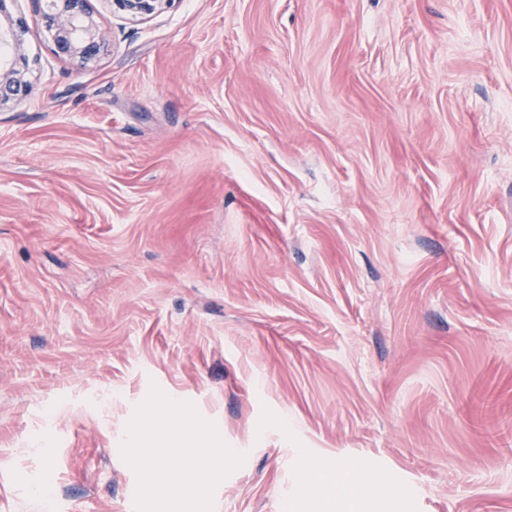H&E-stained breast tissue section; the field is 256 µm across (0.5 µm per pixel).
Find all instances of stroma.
<instances>
[{
	"mask_svg": "<svg viewBox=\"0 0 512 512\" xmlns=\"http://www.w3.org/2000/svg\"><path fill=\"white\" fill-rule=\"evenodd\" d=\"M90 5L0 56V512H135L153 383L247 455L214 512L306 458L512 512V0ZM44 2V18L52 32L58 53L77 58L83 63L93 61L103 36L92 19L89 0H35ZM119 11L132 18L145 19L161 11L171 0H110ZM27 82L22 74L14 67L1 63L0 66V104L15 97L23 96L26 92Z\"/></svg>",
	"mask_w": 512,
	"mask_h": 512,
	"instance_id": "1",
	"label": "stroma"
}]
</instances>
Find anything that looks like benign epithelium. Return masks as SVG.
<instances>
[{"label":"benign epithelium","mask_w":512,"mask_h":512,"mask_svg":"<svg viewBox=\"0 0 512 512\" xmlns=\"http://www.w3.org/2000/svg\"><path fill=\"white\" fill-rule=\"evenodd\" d=\"M45 4L44 18L52 32L58 53L77 58L83 63L93 61L101 47L103 36L92 19L89 0H36ZM171 0H112L118 10L133 18L145 19L161 11ZM14 0H0V42L19 54L22 34L1 20L10 17L9 6ZM27 82L13 67L0 66V104L24 95Z\"/></svg>","instance_id":"1"}]
</instances>
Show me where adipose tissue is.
<instances>
[{
  "label": "adipose tissue",
  "mask_w": 512,
  "mask_h": 512,
  "mask_svg": "<svg viewBox=\"0 0 512 512\" xmlns=\"http://www.w3.org/2000/svg\"><path fill=\"white\" fill-rule=\"evenodd\" d=\"M306 512H368L380 498L365 463L336 461L331 466L306 463L297 473Z\"/></svg>",
  "instance_id": "ef3b65f1"
}]
</instances>
